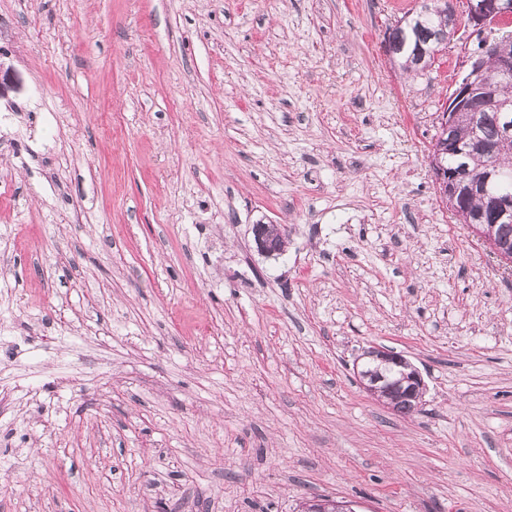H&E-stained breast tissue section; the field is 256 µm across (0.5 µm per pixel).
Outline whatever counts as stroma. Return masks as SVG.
<instances>
[{
    "instance_id": "35a3bbf8",
    "label": "stroma",
    "mask_w": 512,
    "mask_h": 512,
    "mask_svg": "<svg viewBox=\"0 0 512 512\" xmlns=\"http://www.w3.org/2000/svg\"><path fill=\"white\" fill-rule=\"evenodd\" d=\"M419 4L0 0V512H512V273L430 167L466 33L386 51ZM363 357H368V360H366L362 367L367 371L376 368L374 361L369 358L378 361L381 366L395 363L407 370L402 371L400 378L393 384L388 383V385H384L385 377L380 373L367 372L365 370L358 371L361 384L371 395L389 407L393 398L403 399L397 404L392 405V407L395 411L404 415L414 411L420 405L425 384L420 372L407 359L377 347H372L365 351ZM395 364L390 366L388 371L384 372L388 379L391 373L398 372V367ZM404 400L415 402V408L408 405Z\"/></svg>"
}]
</instances>
